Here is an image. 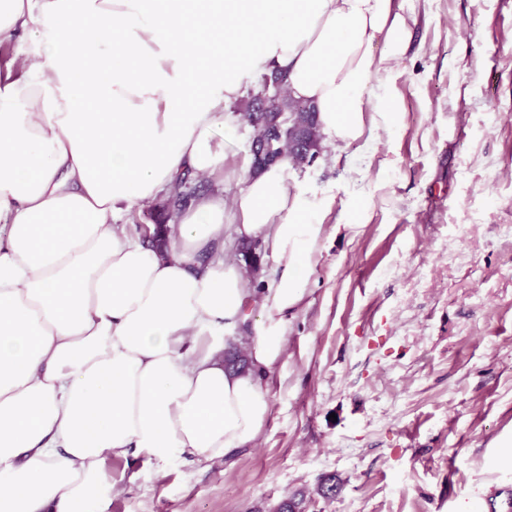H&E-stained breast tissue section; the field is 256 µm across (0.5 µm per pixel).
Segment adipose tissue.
Instances as JSON below:
<instances>
[{"mask_svg":"<svg viewBox=\"0 0 512 512\" xmlns=\"http://www.w3.org/2000/svg\"><path fill=\"white\" fill-rule=\"evenodd\" d=\"M417 23L394 0H0V42L41 48L0 78V512H103L106 457L214 463L260 436L328 204L289 189V161L249 174L235 232L281 270L258 294L224 262L223 195L165 258L113 219L223 173L258 71L286 72L323 138L370 145L400 109L378 74ZM250 320L234 373L224 331Z\"/></svg>","mask_w":512,"mask_h":512,"instance_id":"adipose-tissue-1","label":"adipose tissue"}]
</instances>
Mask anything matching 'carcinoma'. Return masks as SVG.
I'll return each mask as SVG.
<instances>
[{
	"label": "carcinoma",
	"mask_w": 512,
	"mask_h": 512,
	"mask_svg": "<svg viewBox=\"0 0 512 512\" xmlns=\"http://www.w3.org/2000/svg\"><path fill=\"white\" fill-rule=\"evenodd\" d=\"M277 86L267 106L261 105L259 94H252L242 105L240 118L256 129L251 144L252 166L262 169L276 163V156L288 153L289 141L302 137L306 142V155L294 156L292 165L300 168L314 161L320 154L323 136L317 121V113L308 104L292 99L287 90L286 75L272 73L263 75L260 85ZM194 198L188 190V175L176 178L168 186L167 200L163 209L181 211ZM171 229L163 221L144 227V237L149 247L161 255L169 253L172 244Z\"/></svg>",
	"instance_id": "cac0c4a2"
}]
</instances>
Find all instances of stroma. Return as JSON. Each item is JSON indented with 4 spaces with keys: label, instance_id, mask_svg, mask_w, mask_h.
Segmentation results:
<instances>
[{
    "label": "stroma",
    "instance_id": "1",
    "mask_svg": "<svg viewBox=\"0 0 512 512\" xmlns=\"http://www.w3.org/2000/svg\"><path fill=\"white\" fill-rule=\"evenodd\" d=\"M397 2L420 10L381 75L398 127L288 182L332 205L263 433L212 464L107 459V512H269L329 475L308 512H512V0ZM235 129L196 195L243 189Z\"/></svg>",
    "mask_w": 512,
    "mask_h": 512
}]
</instances>
